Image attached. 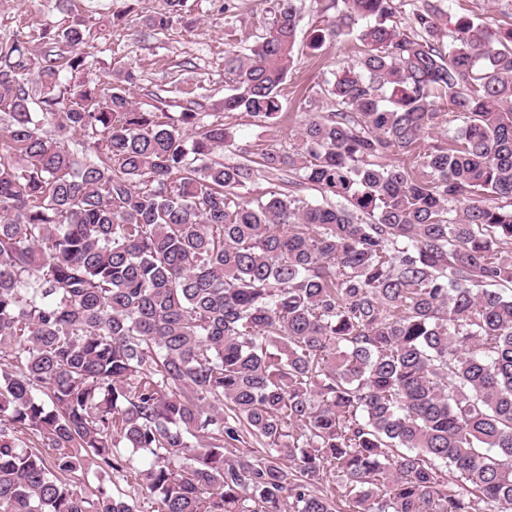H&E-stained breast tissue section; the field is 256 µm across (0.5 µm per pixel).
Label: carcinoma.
<instances>
[{
    "instance_id": "cac0c4a2",
    "label": "carcinoma",
    "mask_w": 512,
    "mask_h": 512,
    "mask_svg": "<svg viewBox=\"0 0 512 512\" xmlns=\"http://www.w3.org/2000/svg\"><path fill=\"white\" fill-rule=\"evenodd\" d=\"M409 2L320 0L330 110L225 162L286 122L302 0L224 29L215 112L63 85L79 21L0 42V512H512V25ZM232 123L235 124L236 138L234 145L224 148V161L229 158H237L236 154L240 155L242 151L252 149L255 144L271 143L263 129L253 125L251 119L246 115L239 114Z\"/></svg>"
}]
</instances>
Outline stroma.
<instances>
[{
  "label": "stroma",
  "instance_id": "1",
  "mask_svg": "<svg viewBox=\"0 0 512 512\" xmlns=\"http://www.w3.org/2000/svg\"><path fill=\"white\" fill-rule=\"evenodd\" d=\"M164 6V0H135L129 13L123 0H68L63 9L58 0H0V42L33 38L41 50L45 47L37 39L41 29L55 30L79 20L90 33L86 77L109 85L113 62L119 59L131 63L138 73L139 101L161 90L172 112L181 111L192 98L208 106L218 103L227 91L224 0H188V21L175 23L165 33L144 27L143 16ZM121 10L125 18L113 24V13ZM448 10L456 18L478 15L496 25L512 23V0H449ZM352 60L351 53L333 43L318 53L300 55L295 82L283 104L288 122L279 135L281 143H288L297 129L305 88Z\"/></svg>",
  "mask_w": 512,
  "mask_h": 512
}]
</instances>
